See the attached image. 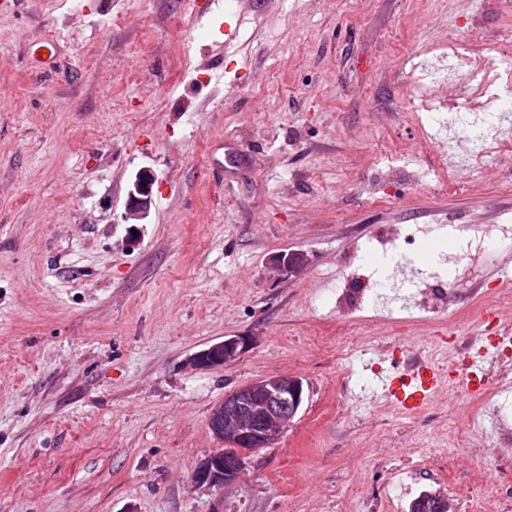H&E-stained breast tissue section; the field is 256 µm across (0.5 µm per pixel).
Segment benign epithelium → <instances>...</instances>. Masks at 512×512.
Wrapping results in <instances>:
<instances>
[{"label": "benign epithelium", "mask_w": 512, "mask_h": 512, "mask_svg": "<svg viewBox=\"0 0 512 512\" xmlns=\"http://www.w3.org/2000/svg\"><path fill=\"white\" fill-rule=\"evenodd\" d=\"M155 175L140 170L128 191L124 220L138 224L152 206ZM251 337L226 336L192 355L187 365L195 370L224 367L241 357ZM303 381L295 376L271 375L241 385L224 397L210 413L209 428L223 447L214 449L194 470L192 485L220 488L236 482L244 469L243 450L267 448L277 441L298 414L303 403Z\"/></svg>", "instance_id": "benign-epithelium-1"}]
</instances>
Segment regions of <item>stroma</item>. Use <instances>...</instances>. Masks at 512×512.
Here are the masks:
<instances>
[{"instance_id": "obj_1", "label": "stroma", "mask_w": 512, "mask_h": 512, "mask_svg": "<svg viewBox=\"0 0 512 512\" xmlns=\"http://www.w3.org/2000/svg\"><path fill=\"white\" fill-rule=\"evenodd\" d=\"M485 38L512 48V0L0 6V512H409L423 493L512 512V447L448 445L468 391L411 414L380 395L406 356L450 358L413 310L380 300L378 329L353 331L329 299L373 277L382 226L422 250L468 218L512 226L491 166L372 203L382 155L421 164L415 74ZM144 167L153 207L133 228ZM289 251L304 265L271 272ZM233 335L253 338L239 360L187 366ZM274 374L303 381L294 422L238 483L193 488L212 409ZM145 182V185H142ZM155 182V175L149 169H141L131 188L128 191V201L124 220L128 224H140L144 220L152 206V187Z\"/></svg>"}]
</instances>
